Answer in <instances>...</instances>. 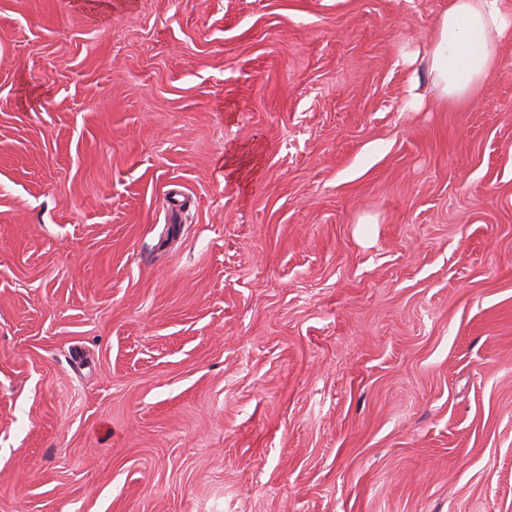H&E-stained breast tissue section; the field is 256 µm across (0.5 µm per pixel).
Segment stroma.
Listing matches in <instances>:
<instances>
[{
  "label": "stroma",
  "instance_id": "obj_1",
  "mask_svg": "<svg viewBox=\"0 0 512 512\" xmlns=\"http://www.w3.org/2000/svg\"><path fill=\"white\" fill-rule=\"evenodd\" d=\"M448 0H0V512H512V37ZM503 0H448L433 22L427 77L438 99L473 101L498 65L495 42L510 35Z\"/></svg>",
  "mask_w": 512,
  "mask_h": 512
}]
</instances>
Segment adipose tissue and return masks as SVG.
<instances>
[{"mask_svg":"<svg viewBox=\"0 0 512 512\" xmlns=\"http://www.w3.org/2000/svg\"><path fill=\"white\" fill-rule=\"evenodd\" d=\"M512 33L503 0H448L433 22L427 77L438 99L473 101L494 73L496 41Z\"/></svg>","mask_w":512,"mask_h":512,"instance_id":"obj_1","label":"adipose tissue"}]
</instances>
